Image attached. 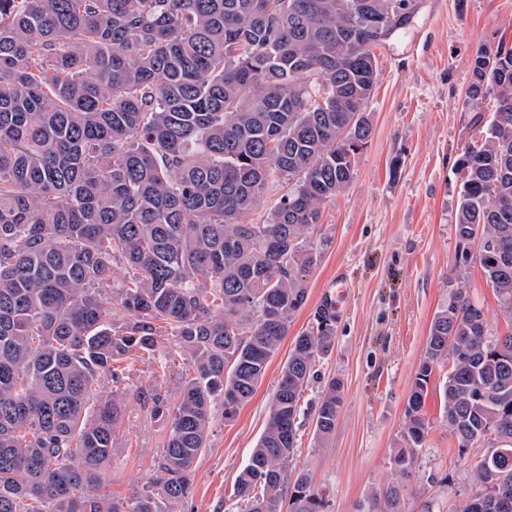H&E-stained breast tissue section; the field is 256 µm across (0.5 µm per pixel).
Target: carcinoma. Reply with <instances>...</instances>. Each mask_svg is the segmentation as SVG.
<instances>
[{
	"mask_svg": "<svg viewBox=\"0 0 512 512\" xmlns=\"http://www.w3.org/2000/svg\"><path fill=\"white\" fill-rule=\"evenodd\" d=\"M414 0H0V512H160L185 501L214 412L252 398L307 302V236L369 141L375 54ZM494 112L459 159L458 280L470 256L512 306V48L479 49L466 103ZM288 186L259 224L268 185ZM126 271L114 282V268ZM121 312L114 321L104 307ZM336 308L293 339L268 420L234 481V512H322L288 480L301 399L332 348ZM184 358L181 395L136 396L168 424L151 489L101 492L124 411L127 361ZM451 362L444 417L459 451L480 441V495L512 486V333L487 339L458 288L431 322L393 463L412 473L433 368ZM331 377L315 431L336 428ZM368 512H402L387 486Z\"/></svg>",
	"mask_w": 512,
	"mask_h": 512,
	"instance_id": "1",
	"label": "carcinoma"
}]
</instances>
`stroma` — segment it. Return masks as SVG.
<instances>
[{
    "label": "stroma",
    "mask_w": 512,
    "mask_h": 512,
    "mask_svg": "<svg viewBox=\"0 0 512 512\" xmlns=\"http://www.w3.org/2000/svg\"><path fill=\"white\" fill-rule=\"evenodd\" d=\"M502 43L512 46V0H415L408 24L376 48L378 79L366 108L371 137L351 183L325 203L308 238L319 254L306 276L308 300L291 317L289 338L251 400L233 419L215 414L191 496L165 512H227L234 477L265 427L290 339L338 287L344 293L335 342L304 392L289 471L309 476L324 512H367L372 497L393 483L402 488L404 512H459L478 493L474 466L490 447L478 443L459 453L443 412L447 366L431 377L423 407L429 428L411 478L400 477L392 456L402 445L431 321L457 288L458 162L479 131L475 111L464 104L472 61L477 48ZM467 286L483 308L489 338L511 332L512 308L487 284L478 261L468 267ZM186 367L179 360L163 372L151 360L132 362L120 434L104 466L113 497L153 486L166 441V423L137 401L136 387L161 383L177 401ZM331 377L344 383L343 405L334 433L322 440L313 409Z\"/></svg>",
    "instance_id": "stroma-1"
}]
</instances>
